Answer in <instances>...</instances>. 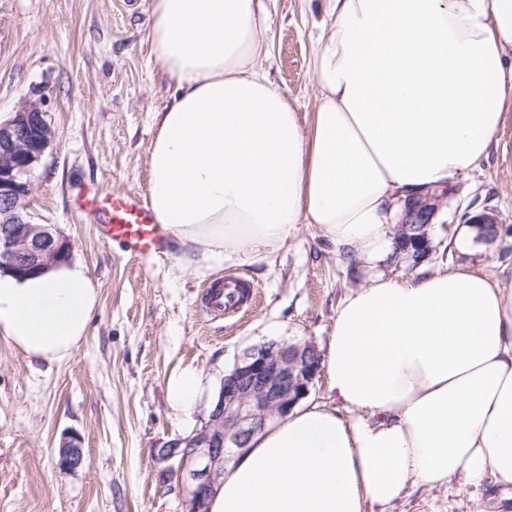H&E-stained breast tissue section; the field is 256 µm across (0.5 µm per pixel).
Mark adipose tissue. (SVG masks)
Returning a JSON list of instances; mask_svg holds the SVG:
<instances>
[{
    "mask_svg": "<svg viewBox=\"0 0 512 512\" xmlns=\"http://www.w3.org/2000/svg\"><path fill=\"white\" fill-rule=\"evenodd\" d=\"M174 91L153 114L148 195L184 263L269 253L318 227L356 262L391 251L395 209L486 157L512 98V0H328L310 124L262 72L265 0H154ZM98 305L68 260L0 275V335L59 362ZM321 364L335 405L297 406L224 471L210 512H372L417 486L512 484V280L377 275L342 302ZM204 388L183 370L170 406Z\"/></svg>",
    "mask_w": 512,
    "mask_h": 512,
    "instance_id": "adipose-tissue-1",
    "label": "adipose tissue"
}]
</instances>
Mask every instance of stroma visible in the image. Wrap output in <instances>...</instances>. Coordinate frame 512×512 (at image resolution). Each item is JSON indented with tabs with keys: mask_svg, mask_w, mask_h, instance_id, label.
<instances>
[{
	"mask_svg": "<svg viewBox=\"0 0 512 512\" xmlns=\"http://www.w3.org/2000/svg\"><path fill=\"white\" fill-rule=\"evenodd\" d=\"M270 56L262 67L302 120L317 105L311 42L324 0H271ZM153 0H0V113L40 101L55 137L31 175L30 210L72 242L99 303L87 336L61 362L35 361L0 337V512H183L177 480H162L166 441L206 419L225 373L247 347L311 340L326 350L348 291L375 274L412 276L408 264L353 265L318 229L298 225L278 250L192 265L180 252L131 259L94 234L82 198L147 190L154 111L174 87L147 38ZM512 224V113L488 155L449 186L433 251L421 270L512 276V237L473 244L460 217L471 201ZM239 275L257 299L214 315L202 301ZM191 368L208 382L191 415L170 407V376ZM79 435L85 463L61 466L63 436ZM495 476L482 484L418 488L386 512H512Z\"/></svg>",
	"mask_w": 512,
	"mask_h": 512,
	"instance_id": "stroma-1",
	"label": "stroma"
}]
</instances>
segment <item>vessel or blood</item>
<instances>
[{"label":"vessel or blood","mask_w":512,"mask_h":512,"mask_svg":"<svg viewBox=\"0 0 512 512\" xmlns=\"http://www.w3.org/2000/svg\"><path fill=\"white\" fill-rule=\"evenodd\" d=\"M88 208L94 213L101 239L118 242L131 258H148L167 249V233L156 224L148 202L133 191H112L93 197ZM249 296V286L239 279H226L209 289L207 304L216 310L236 307Z\"/></svg>","instance_id":"1"}]
</instances>
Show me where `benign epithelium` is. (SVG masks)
I'll return each instance as SVG.
<instances>
[{"instance_id":"benign-epithelium-1","label":"benign epithelium","mask_w":512,"mask_h":512,"mask_svg":"<svg viewBox=\"0 0 512 512\" xmlns=\"http://www.w3.org/2000/svg\"><path fill=\"white\" fill-rule=\"evenodd\" d=\"M54 138L41 103L29 102L13 119L0 124V272L24 273L50 267L70 256L72 243L30 212V176ZM448 190H428L406 201L398 225H412L416 246L429 249L434 225ZM461 223L477 229L502 223L493 207L470 208ZM320 372V351L312 340L266 342L249 346L224 376L208 418L190 435L164 443L157 456L176 464L161 476L177 478L184 512H208L211 495L224 478V467L247 448L267 424L282 418L310 391ZM60 464L84 463L82 441L70 434L58 448Z\"/></svg>"}]
</instances>
